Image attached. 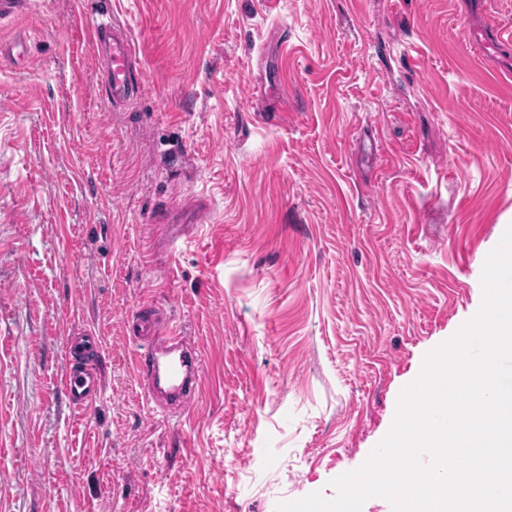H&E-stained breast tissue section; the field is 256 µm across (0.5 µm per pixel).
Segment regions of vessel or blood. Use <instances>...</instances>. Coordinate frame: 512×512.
Here are the masks:
<instances>
[{"instance_id": "vessel-or-blood-1", "label": "vessel or blood", "mask_w": 512, "mask_h": 512, "mask_svg": "<svg viewBox=\"0 0 512 512\" xmlns=\"http://www.w3.org/2000/svg\"><path fill=\"white\" fill-rule=\"evenodd\" d=\"M89 27L94 39L107 36L112 40V75L107 98L118 103L143 94L144 83L133 76V46L127 33L113 28L105 12L96 13ZM141 339L144 346L135 355V367L140 379L148 384V396H155L164 384L180 406H188L195 397L201 367L191 337L180 329L154 321L142 325ZM101 350L102 341L95 331L81 330L69 339L70 353L80 355L82 361L70 365L60 379V386L76 409L90 408L101 393V377L94 366Z\"/></svg>"}]
</instances>
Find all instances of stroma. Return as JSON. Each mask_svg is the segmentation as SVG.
I'll use <instances>...</instances> for the list:
<instances>
[{
  "label": "stroma",
  "instance_id": "obj_1",
  "mask_svg": "<svg viewBox=\"0 0 512 512\" xmlns=\"http://www.w3.org/2000/svg\"><path fill=\"white\" fill-rule=\"evenodd\" d=\"M121 106L82 11L0 14V512H276L360 467L512 225V0H110ZM414 64L393 57L401 36ZM201 356L147 401L133 314ZM101 334L103 395L59 385ZM88 25L96 41L103 36H111L112 75L106 91L107 98L112 99V103H118L131 96L142 95L145 85L133 77V46L127 33L112 27L108 12H97Z\"/></svg>",
  "mask_w": 512,
  "mask_h": 512
}]
</instances>
